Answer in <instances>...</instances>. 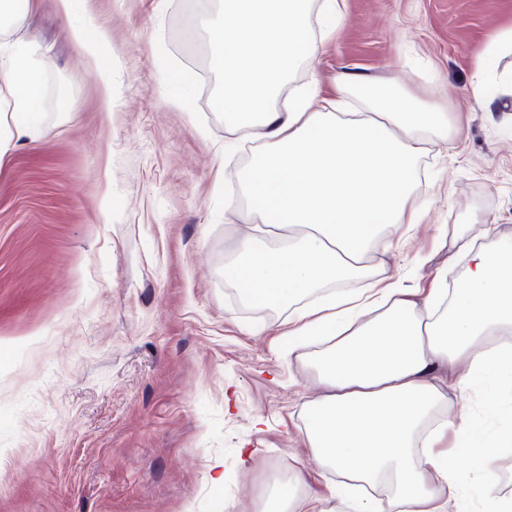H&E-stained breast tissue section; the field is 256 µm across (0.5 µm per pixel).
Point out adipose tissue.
<instances>
[{
    "instance_id": "1",
    "label": "adipose tissue",
    "mask_w": 512,
    "mask_h": 512,
    "mask_svg": "<svg viewBox=\"0 0 512 512\" xmlns=\"http://www.w3.org/2000/svg\"><path fill=\"white\" fill-rule=\"evenodd\" d=\"M37 0H0V158L15 141L39 129L41 82L28 57L21 21ZM67 34L108 76L106 33L81 15V0H57ZM345 0H223L208 26L214 65L224 84L217 107L239 131L257 137L243 189L249 225L224 276L244 299L287 308L288 336H306L310 367L324 392L307 401L306 437L319 469L357 485H328L296 498L283 493L273 512H448L461 505L459 457L439 452L447 425L429 422L443 399L432 370L466 361L455 381L464 390L484 379L488 408L500 404L499 384H512V253L475 248L462 233L452 245L467 260L453 290L433 289L421 302L406 298L389 277L372 287L343 291L368 275V258L387 251L390 224H415L408 209L419 158L448 116L406 93L398 78L362 82L342 73L327 98L318 81L278 110L274 99L299 68L316 58L309 26L313 11L340 21ZM512 50V30L496 35L482 55L473 92L492 108L489 80L498 57ZM364 90L363 119L340 112L351 92ZM479 474L496 478L504 436L461 427Z\"/></svg>"
}]
</instances>
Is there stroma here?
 Listing matches in <instances>:
<instances>
[{"label":"stroma","instance_id":"obj_1","mask_svg":"<svg viewBox=\"0 0 512 512\" xmlns=\"http://www.w3.org/2000/svg\"><path fill=\"white\" fill-rule=\"evenodd\" d=\"M219 0H83L109 34V82L66 34L57 0L26 18L42 84L40 133L0 160V512H254L277 482L321 488L304 430L323 388L311 346L285 339L287 308L224 284L253 223L248 150L217 108L205 22ZM512 27V0H345V21L292 84L316 74L399 77L448 113L420 160L410 229L370 263L419 300L455 285L452 232L512 250V97L489 114L476 62ZM201 72L189 92L173 84ZM438 418L512 430L501 409L448 387Z\"/></svg>","mask_w":512,"mask_h":512}]
</instances>
